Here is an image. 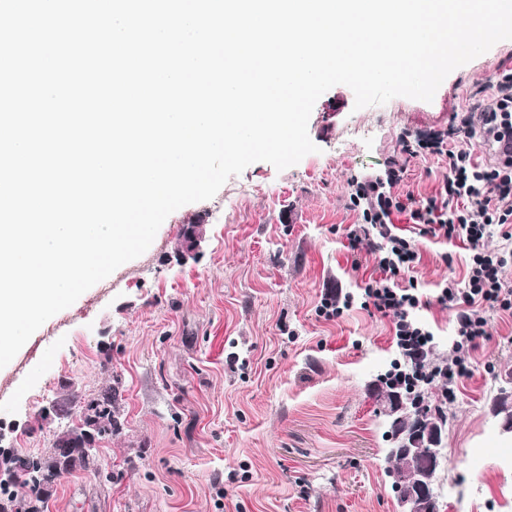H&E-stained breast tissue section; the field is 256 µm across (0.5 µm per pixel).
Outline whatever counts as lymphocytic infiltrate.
<instances>
[{"mask_svg": "<svg viewBox=\"0 0 512 512\" xmlns=\"http://www.w3.org/2000/svg\"><path fill=\"white\" fill-rule=\"evenodd\" d=\"M491 144L493 161L473 158V143ZM409 157L436 155L447 159L448 173L436 195L401 200L393 192L404 169L392 164L353 186L352 201L362 221L345 230L350 251L361 247L378 252L377 273L366 282L364 306L392 317L394 341L411 371L392 372V379L427 389L442 383L454 396L458 381L471 374L473 352L491 336L489 313L512 314V287L502 279L507 261L493 239H512V80L498 83L490 103L466 113L458 127L404 140ZM406 215L420 235L463 242L468 262L463 282L442 281L436 299L455 313L454 337L447 357L436 358L434 334L419 311L423 306L415 283L401 285L402 276L419 264L421 255L410 236L394 223Z\"/></svg>", "mask_w": 512, "mask_h": 512, "instance_id": "lymphocytic-infiltrate-1", "label": "lymphocytic infiltrate"}]
</instances>
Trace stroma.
<instances>
[{"label": "stroma", "mask_w": 512, "mask_h": 512, "mask_svg": "<svg viewBox=\"0 0 512 512\" xmlns=\"http://www.w3.org/2000/svg\"><path fill=\"white\" fill-rule=\"evenodd\" d=\"M512 75V41L455 69L432 101L396 97L355 109L336 85L316 102L317 150L279 171L267 162L230 177L210 200L170 214L140 257L117 268L47 320L0 368V432L38 455L56 423L39 418L62 382L80 394L121 381L119 433L99 444L98 472L55 487L47 512H396L384 472L376 384L396 357L392 320L353 307L319 317L322 296L358 292L378 256L351 255L344 236L359 216L352 178L400 156L409 132L445 131ZM448 162L410 160L399 197L434 195ZM190 224L196 258L181 259ZM413 275L430 305L436 353L448 354L449 311L434 303L442 279H463L465 251L417 238ZM493 336L448 406L447 491L440 512H512V436L491 412L512 377V315L491 316Z\"/></svg>", "instance_id": "obj_1"}]
</instances>
